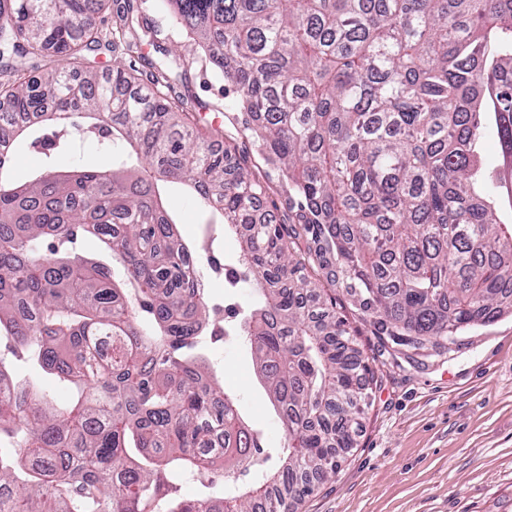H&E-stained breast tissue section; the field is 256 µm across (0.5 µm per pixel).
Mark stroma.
Wrapping results in <instances>:
<instances>
[{
    "label": "stroma",
    "mask_w": 512,
    "mask_h": 512,
    "mask_svg": "<svg viewBox=\"0 0 512 512\" xmlns=\"http://www.w3.org/2000/svg\"><path fill=\"white\" fill-rule=\"evenodd\" d=\"M123 4L109 0L98 19L100 39L85 51L84 60L106 74L119 62L134 66L140 83L148 85L156 70L112 43ZM177 42L194 97L188 111H199L216 140L231 139L271 188L265 209L287 222L279 174L264 163L254 141L241 134V116L225 97L222 78L207 65L201 48L183 35ZM479 163L494 175L500 223L512 224V163L490 113L485 116ZM111 165V153L91 137L71 134L68 145L49 155L24 139L15 146L13 178L26 182L47 166L70 171L106 170ZM163 200L182 237L195 248L209 300L243 313L251 310L256 301L253 288L244 283L227 287L220 270L237 256L236 238L225 234L220 224L206 231L204 210L182 190L166 189ZM318 277L335 297L337 313L347 318L375 384L356 448L336 477L317 485L297 512H512V316L466 330L448 355L412 363L382 348L345 294L331 286L326 272ZM204 351L225 390L237 395L242 415L262 432L266 451L282 447L286 432L256 374L245 338L209 339Z\"/></svg>",
    "instance_id": "1"
}]
</instances>
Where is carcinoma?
I'll return each instance as SVG.
<instances>
[{
    "instance_id": "cac0c4a2",
    "label": "carcinoma",
    "mask_w": 512,
    "mask_h": 512,
    "mask_svg": "<svg viewBox=\"0 0 512 512\" xmlns=\"http://www.w3.org/2000/svg\"><path fill=\"white\" fill-rule=\"evenodd\" d=\"M174 26L234 87L278 171L288 224L257 214L244 157L183 110L182 75L142 86L124 65L81 64L106 0H0V143L73 129L126 159L13 184L0 165V512H293L332 479L370 405L367 371L336 299L304 274L331 268L380 340L441 356L455 336L512 316V225L477 165L474 88L485 75L512 153V0H166ZM147 0H126L120 31ZM51 56L37 75L22 60ZM194 188L207 224L239 236L255 289L240 322L288 432L275 467L201 355L209 302L158 183ZM97 237L123 270L71 254ZM30 361L70 383L57 407L17 380ZM252 467L261 476L246 486ZM212 471L227 492L187 500Z\"/></svg>"
}]
</instances>
